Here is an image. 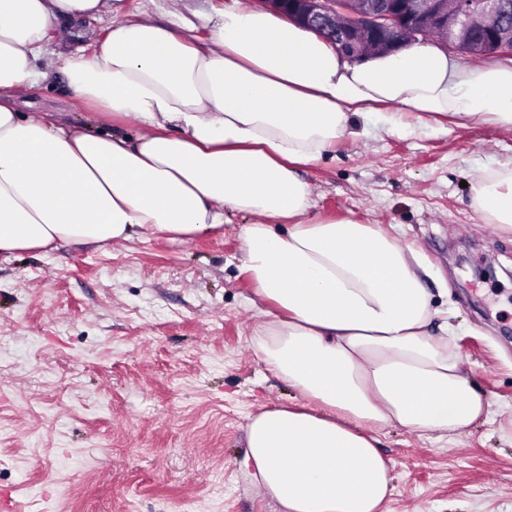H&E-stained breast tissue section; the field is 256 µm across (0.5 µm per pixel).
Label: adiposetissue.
Listing matches in <instances>:
<instances>
[{
	"label": "adipose tissue",
	"instance_id": "adipose-tissue-1",
	"mask_svg": "<svg viewBox=\"0 0 512 512\" xmlns=\"http://www.w3.org/2000/svg\"><path fill=\"white\" fill-rule=\"evenodd\" d=\"M121 10L0 0V257L191 240L250 216L240 271L266 305L252 345L298 397L250 421L240 465L280 512H382L392 476L376 432L448 439L489 403L431 305L419 252L353 217L307 222L313 192L299 170L382 109L512 131V65L455 68L431 43L350 62L246 0L210 16L203 37ZM102 13L113 20L91 55L45 53L58 16ZM55 71L85 122L18 110ZM104 115L136 133L99 129ZM472 202L512 230V167L480 170Z\"/></svg>",
	"mask_w": 512,
	"mask_h": 512
}]
</instances>
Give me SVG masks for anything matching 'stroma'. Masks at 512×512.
<instances>
[{"mask_svg": "<svg viewBox=\"0 0 512 512\" xmlns=\"http://www.w3.org/2000/svg\"><path fill=\"white\" fill-rule=\"evenodd\" d=\"M19 107L74 118L65 75ZM301 168L308 218L395 226L430 270L487 419L446 443L379 432L388 512H512V232L470 188L512 133L373 113ZM191 241L62 245L0 259V497L16 512H273L240 470L249 419L296 393L255 355L240 228Z\"/></svg>", "mask_w": 512, "mask_h": 512, "instance_id": "35a3bbf8", "label": "stroma"}]
</instances>
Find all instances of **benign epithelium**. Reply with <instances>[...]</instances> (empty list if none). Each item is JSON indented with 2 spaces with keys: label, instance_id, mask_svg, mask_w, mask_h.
Listing matches in <instances>:
<instances>
[{
  "label": "benign epithelium",
  "instance_id": "7a95c632",
  "mask_svg": "<svg viewBox=\"0 0 512 512\" xmlns=\"http://www.w3.org/2000/svg\"><path fill=\"white\" fill-rule=\"evenodd\" d=\"M290 22L317 33L338 53L367 56L365 49L394 50L429 33H443L450 50L488 46L512 57V0H260Z\"/></svg>",
  "mask_w": 512,
  "mask_h": 512
}]
</instances>
